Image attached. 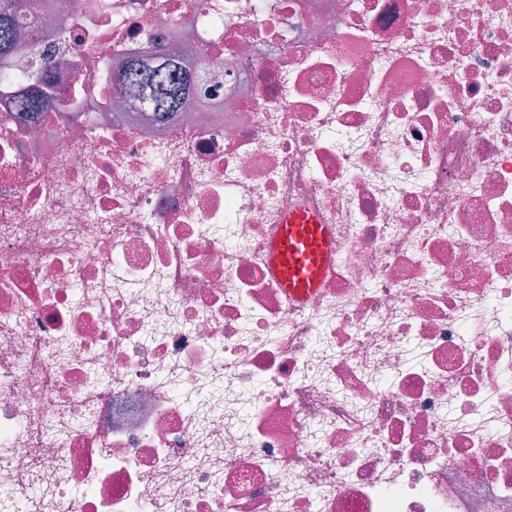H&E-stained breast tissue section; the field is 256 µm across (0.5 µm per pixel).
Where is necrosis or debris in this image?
Segmentation results:
<instances>
[{"instance_id":"1","label":"necrosis or debris","mask_w":512,"mask_h":512,"mask_svg":"<svg viewBox=\"0 0 512 512\" xmlns=\"http://www.w3.org/2000/svg\"><path fill=\"white\" fill-rule=\"evenodd\" d=\"M19 20L0 512H512V0ZM144 50L207 111H132L114 77ZM300 208L336 260L295 308L266 253Z\"/></svg>"}]
</instances>
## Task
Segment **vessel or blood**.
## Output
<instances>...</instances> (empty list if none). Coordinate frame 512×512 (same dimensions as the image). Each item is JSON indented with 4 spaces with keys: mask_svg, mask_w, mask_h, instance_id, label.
<instances>
[{
    "mask_svg": "<svg viewBox=\"0 0 512 512\" xmlns=\"http://www.w3.org/2000/svg\"><path fill=\"white\" fill-rule=\"evenodd\" d=\"M278 224L268 261L288 297L302 303L329 273L334 243L316 215L299 210L285 214Z\"/></svg>",
    "mask_w": 512,
    "mask_h": 512,
    "instance_id": "b4317fda",
    "label": "vessel or blood"
}]
</instances>
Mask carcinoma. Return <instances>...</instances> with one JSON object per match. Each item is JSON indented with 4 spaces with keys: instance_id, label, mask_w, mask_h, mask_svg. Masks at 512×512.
Returning a JSON list of instances; mask_svg holds the SVG:
<instances>
[{
    "instance_id": "obj_1",
    "label": "carcinoma",
    "mask_w": 512,
    "mask_h": 512,
    "mask_svg": "<svg viewBox=\"0 0 512 512\" xmlns=\"http://www.w3.org/2000/svg\"><path fill=\"white\" fill-rule=\"evenodd\" d=\"M21 0H0V57L6 58L21 48L14 13ZM126 99L136 111L155 113L160 122L168 121L183 111L193 99L195 78L180 71L173 63L153 66L147 52L130 60L126 70L115 77Z\"/></svg>"
}]
</instances>
